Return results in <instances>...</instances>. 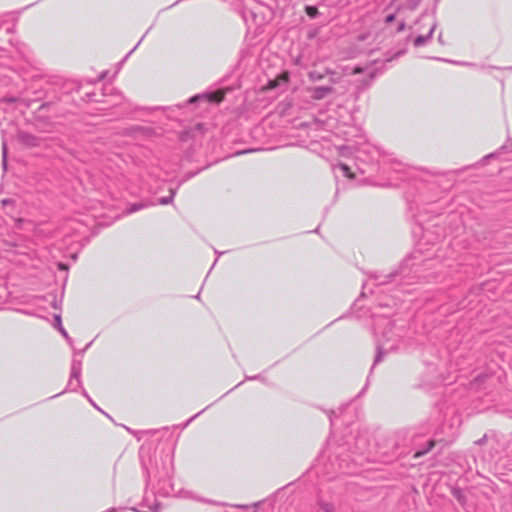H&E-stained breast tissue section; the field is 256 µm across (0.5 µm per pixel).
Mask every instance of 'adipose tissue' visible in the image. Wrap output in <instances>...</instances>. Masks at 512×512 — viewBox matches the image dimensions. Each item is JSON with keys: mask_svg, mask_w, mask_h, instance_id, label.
Wrapping results in <instances>:
<instances>
[{"mask_svg": "<svg viewBox=\"0 0 512 512\" xmlns=\"http://www.w3.org/2000/svg\"><path fill=\"white\" fill-rule=\"evenodd\" d=\"M427 9L356 123L410 174L463 176L512 148V0ZM4 32L29 69L141 112L210 98L256 41L238 0H0ZM420 236L402 187L345 179L298 137L214 151L112 211L48 304L0 299V512H263L342 415L380 442L428 433L433 350L382 345L357 313ZM167 441L164 438H153L147 443V463L152 470L154 489L162 493L171 485V476L164 465V447Z\"/></svg>", "mask_w": 512, "mask_h": 512, "instance_id": "1", "label": "adipose tissue"}]
</instances>
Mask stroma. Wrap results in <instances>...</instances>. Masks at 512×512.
<instances>
[{
    "label": "stroma",
    "instance_id": "obj_1",
    "mask_svg": "<svg viewBox=\"0 0 512 512\" xmlns=\"http://www.w3.org/2000/svg\"><path fill=\"white\" fill-rule=\"evenodd\" d=\"M239 2L257 31L244 74L168 112L136 111L98 81L60 85L0 47V130L16 137L21 173L0 194V297L46 303L94 225L209 153L306 139L344 177L390 180L409 197L417 251L406 271L368 288L360 313L383 344L434 351L439 418L389 444L343 417L310 482L265 512H512V432L455 448L472 412L512 414V150L487 169L430 179L362 140L360 86L419 33L426 0Z\"/></svg>",
    "mask_w": 512,
    "mask_h": 512
}]
</instances>
